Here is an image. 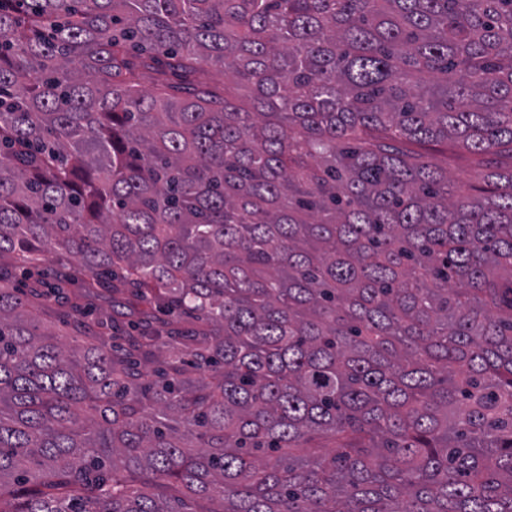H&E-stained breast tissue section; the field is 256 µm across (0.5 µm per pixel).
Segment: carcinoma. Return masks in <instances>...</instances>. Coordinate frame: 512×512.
Returning a JSON list of instances; mask_svg holds the SVG:
<instances>
[{
    "instance_id": "cac0c4a2",
    "label": "carcinoma",
    "mask_w": 512,
    "mask_h": 512,
    "mask_svg": "<svg viewBox=\"0 0 512 512\" xmlns=\"http://www.w3.org/2000/svg\"><path fill=\"white\" fill-rule=\"evenodd\" d=\"M0 512H512V0H0Z\"/></svg>"
}]
</instances>
